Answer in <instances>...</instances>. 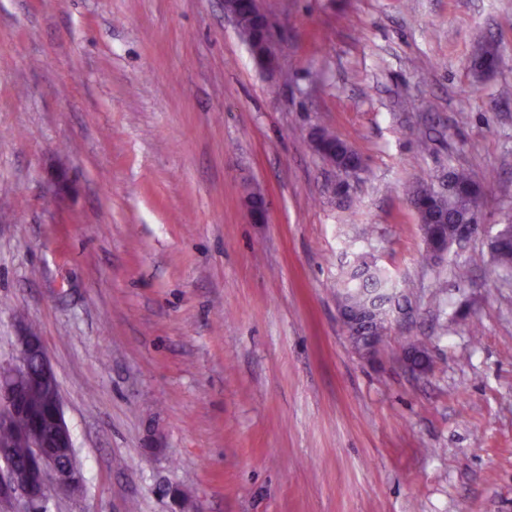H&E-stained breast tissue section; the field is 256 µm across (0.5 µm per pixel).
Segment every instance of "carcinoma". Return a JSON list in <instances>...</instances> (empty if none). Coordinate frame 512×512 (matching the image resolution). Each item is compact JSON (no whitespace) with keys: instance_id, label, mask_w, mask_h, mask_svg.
I'll list each match as a JSON object with an SVG mask.
<instances>
[{"instance_id":"1","label":"carcinoma","mask_w":512,"mask_h":512,"mask_svg":"<svg viewBox=\"0 0 512 512\" xmlns=\"http://www.w3.org/2000/svg\"><path fill=\"white\" fill-rule=\"evenodd\" d=\"M238 32L243 40L258 52L264 49L270 23L258 24L256 16L259 10L257 0H239ZM501 56L497 44L493 41H480L472 49L470 69L475 77L482 78L494 71L500 64ZM323 158L336 167L342 179L348 178V171L357 167L362 160L347 142L324 130L322 145L319 148ZM483 189L475 182L468 171L460 168L448 169L446 188L431 178L415 181L410 189L408 200L415 207L421 230L435 239L437 230L429 223V216L435 209H446L451 217L448 223V240H453L451 228L471 217L472 204L482 195ZM494 262L487 270L492 280L512 276V242H500L492 246ZM393 287L392 280L382 270L360 258L343 280L342 298L344 305L351 309L373 306L380 309L374 320L373 331L378 333L385 328L386 310L383 302L387 291Z\"/></svg>"}]
</instances>
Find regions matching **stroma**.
<instances>
[{
    "label": "stroma",
    "instance_id": "35a3bbf8",
    "mask_svg": "<svg viewBox=\"0 0 512 512\" xmlns=\"http://www.w3.org/2000/svg\"><path fill=\"white\" fill-rule=\"evenodd\" d=\"M258 2L273 73L224 0H0V364L41 336L83 475L46 512H512V283L484 237L424 262L406 196L463 168L512 222V0ZM362 253L412 285L373 361L338 317ZM501 56L497 44L493 41H480L472 49L470 69L475 77L483 78L500 64ZM322 133V145L319 150L326 160L336 167V171L342 178L339 182H344L348 178L346 171L355 169L358 163L363 160L347 142L333 135L326 130H320Z\"/></svg>",
    "mask_w": 512,
    "mask_h": 512
}]
</instances>
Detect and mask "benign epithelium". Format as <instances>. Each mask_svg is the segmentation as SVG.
<instances>
[{
  "label": "benign epithelium",
  "mask_w": 512,
  "mask_h": 512,
  "mask_svg": "<svg viewBox=\"0 0 512 512\" xmlns=\"http://www.w3.org/2000/svg\"><path fill=\"white\" fill-rule=\"evenodd\" d=\"M265 196L245 199L250 220L267 222ZM19 352L15 363L0 365V501L16 496L26 499L28 512H40L45 490L50 484L61 489H75L82 482L75 463L57 459L52 449L71 448L73 440L65 421L57 377L46 355L41 339L34 331L24 328L18 336ZM43 393L49 419L34 410L29 396ZM8 433L20 434L28 443L29 452L23 464L16 463L10 442L3 440Z\"/></svg>",
  "instance_id": "obj_1"
}]
</instances>
